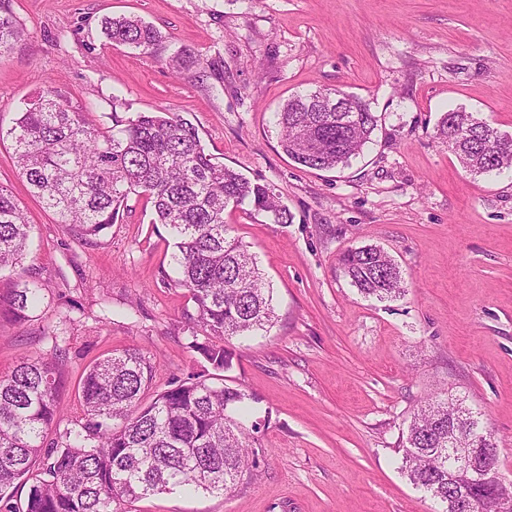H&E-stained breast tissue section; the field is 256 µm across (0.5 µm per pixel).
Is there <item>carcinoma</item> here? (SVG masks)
<instances>
[{
  "instance_id": "cac0c4a2",
  "label": "carcinoma",
  "mask_w": 512,
  "mask_h": 512,
  "mask_svg": "<svg viewBox=\"0 0 512 512\" xmlns=\"http://www.w3.org/2000/svg\"><path fill=\"white\" fill-rule=\"evenodd\" d=\"M0 0V57L18 41L17 21ZM115 45L150 57L159 31L134 17L102 21ZM325 90L297 94L275 113L283 150L296 163L317 170L345 166L377 127L367 103L345 95L347 112H316ZM12 142L14 162L33 196L53 210L75 236L95 238L117 220L132 195L151 203L153 223L172 240L170 265L177 277L160 272L166 288L189 293L194 311L184 314L189 348L214 370L233 367L224 347L272 324L273 289L266 286L255 255L228 236L224 210L249 204L279 224L288 209L272 190L205 152L196 128L178 112L112 113V127L98 128L79 107L48 90L27 102L15 124L0 130ZM436 138L448 145L472 174L512 170V144L489 124L464 110L444 113ZM32 226L12 192L0 186V271L26 256ZM341 273L362 294L380 301L403 291L398 264L376 246L343 253ZM38 289L29 281L0 288V319L29 320ZM206 341H198L199 335ZM62 353L19 362L0 377V512H126L125 504L176 487L227 492L256 469L250 434L231 411L247 399L237 388L190 377L144 397L155 366L136 349L95 360L80 381L85 421L55 438L49 429L61 416ZM462 409L430 399L415 414L402 440V471L415 486L443 505L460 490L474 512H497L496 498L512 497V482L498 469V446L478 420L461 426L458 447L475 438L485 448L476 472L456 468L448 451V427ZM33 476L24 507L8 489Z\"/></svg>"
}]
</instances>
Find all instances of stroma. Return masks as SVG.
I'll use <instances>...</instances> for the list:
<instances>
[{"mask_svg": "<svg viewBox=\"0 0 512 512\" xmlns=\"http://www.w3.org/2000/svg\"><path fill=\"white\" fill-rule=\"evenodd\" d=\"M20 42L0 57V128L53 88L92 109L178 112L207 153L269 185L288 209L251 206L224 222L274 290L267 333L231 339L227 386L251 394L258 467L236 489H174L131 512H435L401 470L402 433L440 392L481 416L512 480V172L475 176L434 137L463 109L512 137V0H9ZM137 16L163 39L153 58L106 44L101 21ZM190 50L194 64L168 58ZM318 88L362 98L378 119L348 166L303 167L273 114ZM0 141V185L33 226L0 286L36 278L42 301L23 324L0 321V376L21 358L66 351L59 430L84 416L78 383L97 357L137 348L165 390L212 367L178 326L185 290L164 287L169 235L131 197L85 241L33 197ZM375 245L404 292L379 301L340 273L338 257Z\"/></svg>", "mask_w": 512, "mask_h": 512, "instance_id": "obj_1", "label": "stroma"}]
</instances>
